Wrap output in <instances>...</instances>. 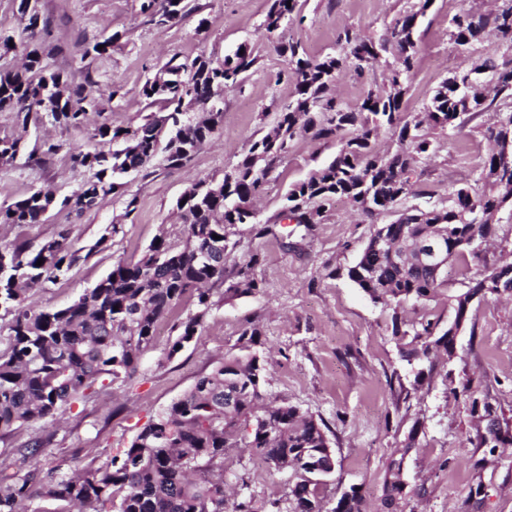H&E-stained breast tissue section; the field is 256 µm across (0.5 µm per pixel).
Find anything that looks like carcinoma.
<instances>
[{
  "label": "carcinoma",
  "mask_w": 512,
  "mask_h": 512,
  "mask_svg": "<svg viewBox=\"0 0 512 512\" xmlns=\"http://www.w3.org/2000/svg\"><path fill=\"white\" fill-rule=\"evenodd\" d=\"M263 26L266 31L295 22L298 0H269ZM433 0H417L397 18L381 38L351 29L337 38L338 53L314 58L298 42L278 51L288 56V77L295 95L276 113L273 125L250 141L243 158L224 171L218 183L196 181L176 204L184 224L185 241L178 245L164 236L152 242L136 260H118L94 287L70 305L41 309L29 292L56 283L82 259L61 233L33 248L26 243L0 244V310L9 317L0 325V440L17 427L36 424L85 402L96 386L134 377L143 354L153 346L157 327L183 300L196 312L176 322L171 358L200 335L211 306L213 287L227 285L224 293L251 295L261 288L256 268L259 255L249 258L226 276L224 255L211 261L196 257V250L215 237L224 250L234 252L232 239L239 224H251L257 236L273 233L255 200L264 183L288 154L290 143L302 134L340 143L334 159L291 186L284 198L280 220L310 227L325 221L340 200L364 217L394 208L416 196L413 177L434 151L431 133L450 136L485 113L492 117L472 127L489 144L474 184L451 189L448 206L422 210L405 208L391 224L373 235L386 240L380 252L365 245L348 276L371 300L394 304L393 334L411 340L400 348L407 363L441 350L453 357L455 342L438 321L410 323L401 315L407 302L429 300L444 284L441 273L424 265L414 245L438 237L453 261L465 255L480 257V244L495 235L498 215L512 205V109L499 102L512 101V0H502L484 13L463 9L450 20V39L471 45L486 32L495 33L501 56H487L480 64L457 71L434 91L423 110L402 111L416 59L414 32L418 17ZM185 0H140L139 9L158 29L181 18ZM19 50L21 67L0 69V112H12L22 134L0 138V163L12 164L25 151L24 133L44 121L80 129L88 112L102 114L108 102L83 86L73 87L68 75L49 69L28 29L19 39L0 35V51ZM385 63L381 84L368 89L358 109H350L334 91L341 72L360 75ZM258 63L246 45L222 60L201 55L179 62L172 57L147 79L141 95L161 105L135 127L102 123L94 136L121 148L105 151H69L71 168L91 176L70 195L57 198L50 189H36L27 197L0 207V224H40L56 206L80 214L99 200L118 193L123 178L146 167L157 155L162 133L168 134L165 160L183 167L219 130L224 112H211V88L226 90L240 85ZM387 130L394 146L376 152L371 143ZM470 213L463 224L458 215ZM42 265H37L38 259ZM512 260L492 265L474 286L448 294V306L457 322H465L470 298L497 295L496 277L511 280ZM261 332L252 326L239 337L242 355H228L211 373L155 421L144 427L121 453L103 461L92 458L69 473L60 472L43 482L34 467L22 475H4L0 465V512H25L30 490L41 486L42 496L66 503L65 512H259L253 498L230 499L224 491V452L250 448L269 468H292L297 480L288 485L293 512L314 510L321 504L325 479L335 469V457L324 431L325 424L288 403L264 400L269 384L267 361L252 347ZM401 461L390 459L382 487L380 512H402ZM333 512H364L363 497L354 491L342 496Z\"/></svg>",
  "instance_id": "1"
}]
</instances>
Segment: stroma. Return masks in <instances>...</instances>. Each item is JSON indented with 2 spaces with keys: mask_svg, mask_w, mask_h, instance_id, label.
I'll return each mask as SVG.
<instances>
[{
  "mask_svg": "<svg viewBox=\"0 0 512 512\" xmlns=\"http://www.w3.org/2000/svg\"><path fill=\"white\" fill-rule=\"evenodd\" d=\"M415 0H298L304 21L285 28L281 38L299 41L315 57L335 53L338 33L346 28L384 36ZM491 0H434L417 30V66L405 96L404 109L420 111L438 84L473 61L497 53L494 37H486L461 54L448 36L450 19L463 9L486 11ZM187 11L171 26L158 29L138 12V0H37L50 22L43 47L51 68L70 74L73 85L93 81V93L119 94L104 117L115 127L134 126L150 114L140 89L149 70L169 58L192 61L206 55L233 54L243 43L258 52L257 66L242 84L223 95L224 121L213 140L201 147L183 168H169L157 154L144 169L130 173L118 194L96 208L76 213L56 209L40 224L0 226V243L17 240L38 245L68 231L75 247L93 246V253L66 277L33 293L44 309L71 304L93 287L121 259L138 258L161 233L184 239V226L173 214L177 199L199 180L220 181L224 170L242 158L255 132L267 129L263 113H275L294 94L286 78L287 64L277 41L267 38L263 20L268 0H186ZM124 32L120 46L108 54H85V47ZM280 38V39H281ZM93 128L65 129L46 124L29 129V148L41 140L60 149L40 164L17 161L0 165V207L39 188L71 194L85 175L70 167L68 149L80 145L103 149ZM435 151L421 166L419 194L409 203L421 208L444 206L452 186L472 182L489 150L470 130L435 134ZM337 142L301 136L264 185L258 202L263 218L276 220L291 184L329 162ZM135 200L126 215L127 200ZM399 209L366 219L350 205L337 203L324 223L312 228L277 223L273 234L255 236L239 228V245L231 261L261 255L257 274L262 293L225 296L215 289L213 304L200 336L174 358L166 351L175 338L171 327L193 312L183 301L161 321L152 348L137 375L114 383L93 400L74 404L58 427L37 423L19 427L0 454H9L33 439L46 444L35 461L44 479L71 470L95 456L127 448L138 432L210 373L225 355L239 351L243 329L261 331L258 350L272 373L264 396L284 401L326 425L336 466L323 489V510L332 512L351 487H358L366 512H377L385 471L396 450H404L403 512H512V295L476 296L457 337L452 360L421 359L407 365L399 355L401 340L392 328L393 307L372 301L347 276L376 226L396 221ZM502 231L484 260L469 265L451 262L447 280L436 297L403 306L408 319L431 313L448 322V292L479 279L483 265L512 248V213L502 212ZM120 231L103 233L110 225ZM491 407L502 439L482 443L485 423L477 409ZM224 477L239 497L274 503L273 512H291L288 486L292 471L261 465L248 449H229Z\"/></svg>",
  "mask_w": 512,
  "mask_h": 512,
  "instance_id": "obj_1",
  "label": "stroma"
}]
</instances>
